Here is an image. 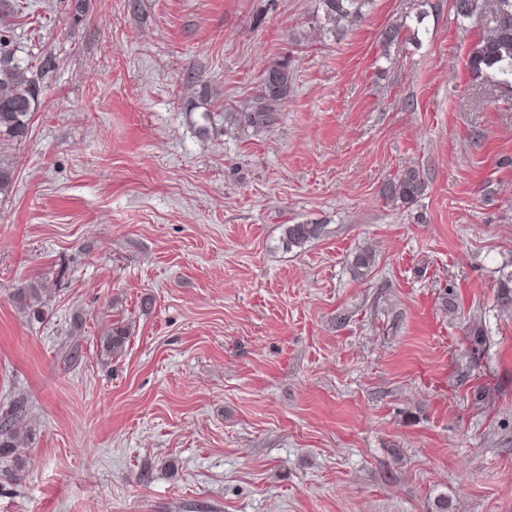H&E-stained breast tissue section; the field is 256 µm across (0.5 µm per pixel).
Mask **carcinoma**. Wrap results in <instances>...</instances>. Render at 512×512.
Returning <instances> with one entry per match:
<instances>
[{"instance_id": "carcinoma-1", "label": "carcinoma", "mask_w": 512, "mask_h": 512, "mask_svg": "<svg viewBox=\"0 0 512 512\" xmlns=\"http://www.w3.org/2000/svg\"><path fill=\"white\" fill-rule=\"evenodd\" d=\"M320 4L323 28L332 33L361 18L370 0H320ZM451 9L457 18L473 20L482 28L467 59L471 74L480 78L493 71L503 77V82H508L512 78V0H451ZM404 29L401 23L386 27L380 34L383 47L395 44ZM30 72L31 69L14 64L7 53H0V150L18 142L28 132L37 104L36 82ZM291 84L290 60L284 58L269 64L261 74L247 121L254 126L267 124L269 114L277 111L288 96ZM424 190L425 182L419 170L411 167L385 183L382 194L393 202L410 206ZM321 230L319 224H290L284 231V241L290 249L299 247L318 237ZM43 294L44 288L34 284L18 289L13 300L28 310L29 316L40 319L44 316ZM127 341V327L114 324L99 337L100 354L117 359L125 353ZM25 411L24 401L20 399L0 410V459L13 462L18 472L25 466L20 448L31 439V435L23 436L17 431L18 423L25 420Z\"/></svg>"}]
</instances>
